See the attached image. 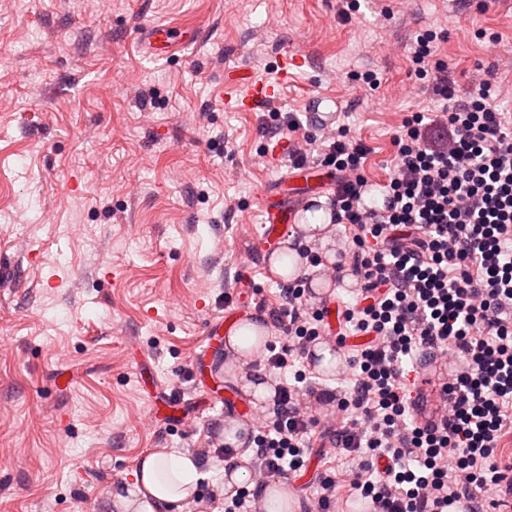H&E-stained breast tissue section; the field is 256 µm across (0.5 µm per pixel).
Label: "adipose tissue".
<instances>
[{"label":"adipose tissue","instance_id":"obj_1","mask_svg":"<svg viewBox=\"0 0 512 512\" xmlns=\"http://www.w3.org/2000/svg\"><path fill=\"white\" fill-rule=\"evenodd\" d=\"M205 465L195 454L166 448L145 456L135 472L134 498L122 501L126 512H181L196 497Z\"/></svg>","mask_w":512,"mask_h":512}]
</instances>
